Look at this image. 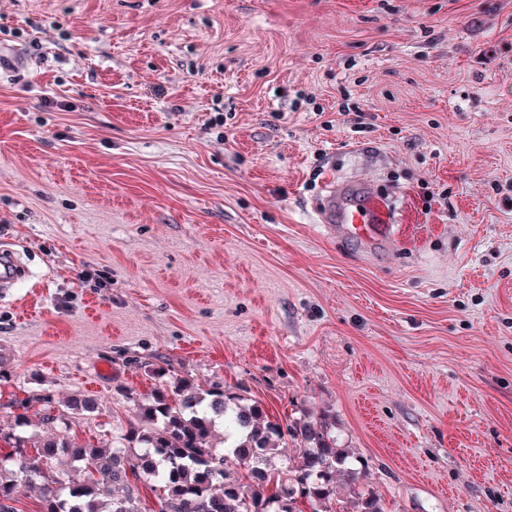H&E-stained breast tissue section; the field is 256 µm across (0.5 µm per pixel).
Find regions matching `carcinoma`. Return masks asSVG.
Instances as JSON below:
<instances>
[{"mask_svg":"<svg viewBox=\"0 0 512 512\" xmlns=\"http://www.w3.org/2000/svg\"><path fill=\"white\" fill-rule=\"evenodd\" d=\"M39 420L55 427L28 453L13 433L0 454V512H16L19 479L39 486L43 512H142L139 485L155 492L159 512H383L371 489L337 490L349 473V453L333 424L302 414L283 425L258 403L224 386L195 387L185 379L160 382L138 406V424L108 448L80 445L67 433V411L91 402L74 399L60 410L40 399ZM223 426V447L213 443ZM293 454L281 465V448ZM65 459L70 471L56 466Z\"/></svg>","mask_w":512,"mask_h":512,"instance_id":"obj_1","label":"carcinoma"}]
</instances>
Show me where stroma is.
Listing matches in <instances>:
<instances>
[{
  "label": "stroma",
  "mask_w": 512,
  "mask_h": 512,
  "mask_svg": "<svg viewBox=\"0 0 512 512\" xmlns=\"http://www.w3.org/2000/svg\"><path fill=\"white\" fill-rule=\"evenodd\" d=\"M0 56L1 427L111 445L161 373L331 418L385 512H512V0H0ZM357 175L390 248L306 209Z\"/></svg>",
  "instance_id": "1"
}]
</instances>
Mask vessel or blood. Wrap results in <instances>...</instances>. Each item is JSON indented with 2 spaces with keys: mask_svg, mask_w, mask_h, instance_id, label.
Here are the masks:
<instances>
[{
  "mask_svg": "<svg viewBox=\"0 0 512 512\" xmlns=\"http://www.w3.org/2000/svg\"><path fill=\"white\" fill-rule=\"evenodd\" d=\"M311 209L316 223L327 225L337 239L361 244L391 242L393 204L369 179L357 176L325 182Z\"/></svg>",
  "mask_w": 512,
  "mask_h": 512,
  "instance_id": "obj_1",
  "label": "vessel or blood"
}]
</instances>
